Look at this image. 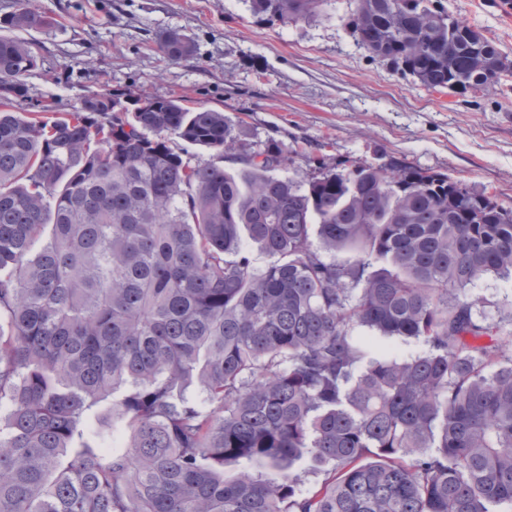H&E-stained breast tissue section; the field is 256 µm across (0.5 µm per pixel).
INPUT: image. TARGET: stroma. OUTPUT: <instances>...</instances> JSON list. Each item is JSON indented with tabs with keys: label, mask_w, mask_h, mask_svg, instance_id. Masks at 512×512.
<instances>
[{
	"label": "stroma",
	"mask_w": 512,
	"mask_h": 512,
	"mask_svg": "<svg viewBox=\"0 0 512 512\" xmlns=\"http://www.w3.org/2000/svg\"><path fill=\"white\" fill-rule=\"evenodd\" d=\"M463 24L512 57V19L480 0H443ZM50 14L29 32L38 55L25 77L34 102L71 111L95 93L179 96L223 110L240 142L295 151L291 175L323 158L374 165L390 158L496 195L512 208V75L462 96L425 89L374 58L353 36V0L269 25L250 0H31ZM175 29L195 44L174 59L156 38ZM489 321L512 313V277L486 275L460 293Z\"/></svg>",
	"instance_id": "35a3bbf8"
}]
</instances>
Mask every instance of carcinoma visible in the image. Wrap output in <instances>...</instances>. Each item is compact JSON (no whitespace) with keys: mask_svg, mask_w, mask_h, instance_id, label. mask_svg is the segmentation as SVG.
Returning a JSON list of instances; mask_svg holds the SVG:
<instances>
[{"mask_svg":"<svg viewBox=\"0 0 512 512\" xmlns=\"http://www.w3.org/2000/svg\"><path fill=\"white\" fill-rule=\"evenodd\" d=\"M320 2L251 8L282 25ZM52 22L0 18V512L512 510V319L457 296L512 277V209L399 159L323 161L301 184L285 144L239 149L223 112L173 96L43 119L24 109L37 52L7 32ZM350 26L428 90L512 72L441 0H355ZM157 44L194 52L173 30ZM246 238L275 261L256 268ZM120 388L125 444L89 443ZM305 454L331 468L302 494ZM237 460L258 471L225 477ZM385 345L390 348L396 355L402 358H409L423 354L427 350L425 342L421 339H393L386 341Z\"/></svg>","mask_w":512,"mask_h":512,"instance_id":"1","label":"carcinoma"}]
</instances>
